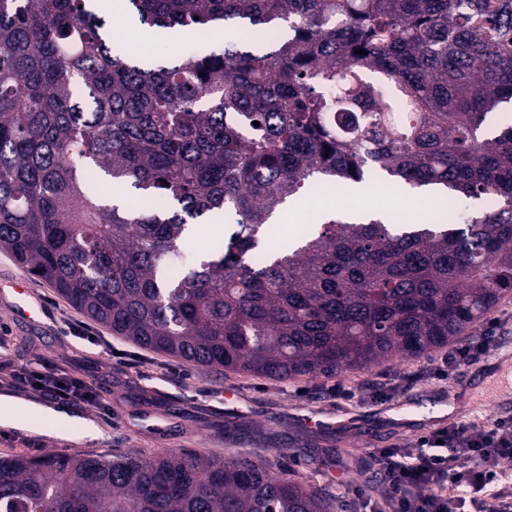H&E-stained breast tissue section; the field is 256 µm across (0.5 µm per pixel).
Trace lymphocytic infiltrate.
I'll return each mask as SVG.
<instances>
[{
  "mask_svg": "<svg viewBox=\"0 0 512 512\" xmlns=\"http://www.w3.org/2000/svg\"><path fill=\"white\" fill-rule=\"evenodd\" d=\"M493 342L488 333L479 342L455 345L427 370L450 377L480 361ZM12 378L53 400L99 405L83 378L42 362L26 364ZM419 445L415 453L373 449L371 465L381 474L384 487L370 512H464L468 504L475 512H512V493L495 487L501 461L512 459V421L496 420L478 434L461 423L420 437Z\"/></svg>",
  "mask_w": 512,
  "mask_h": 512,
  "instance_id": "lymphocytic-infiltrate-1",
  "label": "lymphocytic infiltrate"
}]
</instances>
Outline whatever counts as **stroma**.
<instances>
[{
  "label": "stroma",
  "instance_id": "1",
  "mask_svg": "<svg viewBox=\"0 0 512 512\" xmlns=\"http://www.w3.org/2000/svg\"><path fill=\"white\" fill-rule=\"evenodd\" d=\"M230 38L227 28L196 37L170 32L155 42L154 50L172 58L193 49H221ZM397 187L389 178L371 181L367 209L388 212L395 223L410 224L440 206L438 196H400ZM294 211L295 223L282 218L273 224L266 237L267 249L291 247L313 229L315 211L306 199L295 201ZM18 277L26 279L44 313L37 321L18 316L11 298L0 295V326L9 329L7 344L0 349V395L12 392L10 376L15 370L42 360L91 385L102 410L74 405L70 411L101 416L106 427L95 439L75 435L52 440L46 436L52 423H40L34 416L26 426L0 427V456H36L48 450L109 459L138 452L151 456L163 449L224 458L248 453L307 488L328 490L339 503V512H353L351 496L337 486L336 479L344 477L369 491L377 488L380 476L364 468L372 449L415 447L419 437L431 433L436 414L445 407L480 430L496 419L494 399L512 404V392L501 387L492 368L493 362H505L512 353V293L503 296L468 335L476 342L486 327H493L496 343L488 356L463 367L452 379L406 381V374L418 367L412 361L344 373L332 382H278L201 367L115 336L0 251V283ZM74 325L99 336L100 346L73 337ZM335 384L354 391V398L336 397L331 390ZM227 387L241 395L237 412L218 408V395ZM310 417L322 419L323 427H309ZM38 423L43 424L44 433L32 432V425ZM293 446L298 447V455H288ZM333 448L348 452L349 462L325 465V453Z\"/></svg>",
  "mask_w": 512,
  "mask_h": 512
}]
</instances>
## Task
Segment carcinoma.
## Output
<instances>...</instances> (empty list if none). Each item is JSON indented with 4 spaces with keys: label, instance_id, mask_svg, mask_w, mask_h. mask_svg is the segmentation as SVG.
<instances>
[{
    "label": "carcinoma",
    "instance_id": "1",
    "mask_svg": "<svg viewBox=\"0 0 512 512\" xmlns=\"http://www.w3.org/2000/svg\"><path fill=\"white\" fill-rule=\"evenodd\" d=\"M125 2L118 29L98 0H0V250L88 318L199 366L329 379L444 347L512 291V0ZM234 20L247 37L168 67L126 40ZM379 172L481 208L329 210L262 250L314 176ZM199 218L232 231L187 264ZM0 512L332 504L247 454L47 452L0 457Z\"/></svg>",
    "mask_w": 512,
    "mask_h": 512
}]
</instances>
